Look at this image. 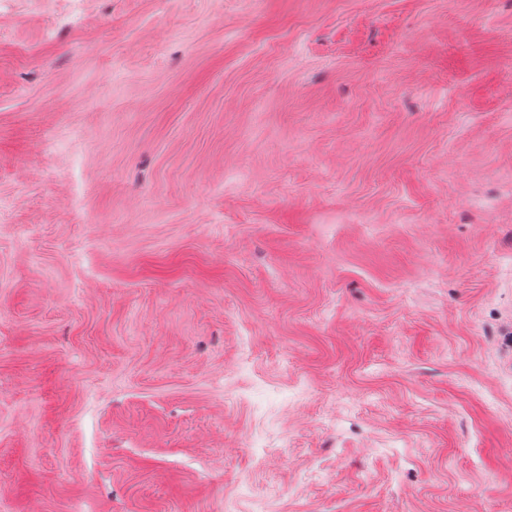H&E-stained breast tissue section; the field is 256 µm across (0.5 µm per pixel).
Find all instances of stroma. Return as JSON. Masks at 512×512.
<instances>
[{
	"mask_svg": "<svg viewBox=\"0 0 512 512\" xmlns=\"http://www.w3.org/2000/svg\"><path fill=\"white\" fill-rule=\"evenodd\" d=\"M0 512H512V0H0Z\"/></svg>",
	"mask_w": 512,
	"mask_h": 512,
	"instance_id": "obj_1",
	"label": "stroma"
}]
</instances>
